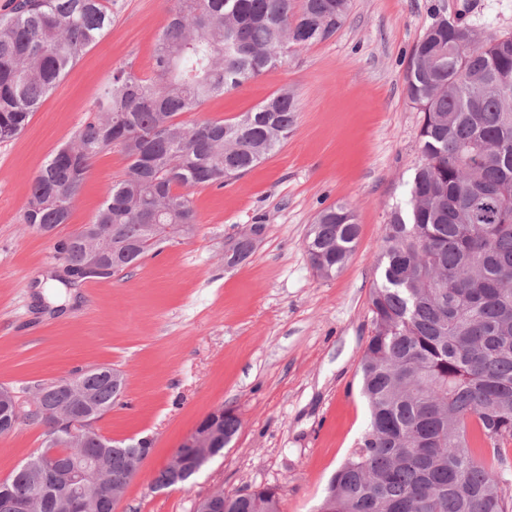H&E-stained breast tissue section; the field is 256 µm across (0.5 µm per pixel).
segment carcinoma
I'll use <instances>...</instances> for the list:
<instances>
[{
  "mask_svg": "<svg viewBox=\"0 0 512 512\" xmlns=\"http://www.w3.org/2000/svg\"><path fill=\"white\" fill-rule=\"evenodd\" d=\"M351 0H176L152 56V76L129 62L112 72L71 143L34 177L23 223H68L93 159L114 148L128 160L91 220L112 236L111 264L84 280L138 266L198 224L191 190L224 187L279 148L296 124L288 91L246 119L185 121L211 97L274 67L291 50L332 37ZM112 25L103 0H13L0 15V142L18 136L66 70ZM406 93L422 114L421 164L406 208L391 211L371 292L372 334L361 359L368 425L331 477L318 512H508L501 449L512 443V35L475 32L433 12L412 50ZM90 228L55 243L80 271ZM358 236L346 204L310 226L312 268L329 278ZM254 240L240 237L234 262ZM97 367L74 390L58 379L33 400L55 413L82 404L100 418L122 394ZM52 469L94 459L110 484H88L90 512H110L112 491L143 456L135 441L75 435L55 418ZM203 464L159 471L155 488L186 486ZM24 463L0 482V512L43 490L41 512H61L69 487L42 488ZM224 512H279L260 492L224 499Z\"/></svg>",
  "mask_w": 512,
  "mask_h": 512,
  "instance_id": "obj_1",
  "label": "carcinoma"
}]
</instances>
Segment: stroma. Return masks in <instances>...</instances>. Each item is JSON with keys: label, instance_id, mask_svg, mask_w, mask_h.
<instances>
[{"label": "stroma", "instance_id": "obj_1", "mask_svg": "<svg viewBox=\"0 0 512 512\" xmlns=\"http://www.w3.org/2000/svg\"><path fill=\"white\" fill-rule=\"evenodd\" d=\"M173 5L112 0L111 28L26 129L0 142V385L28 400L37 385L78 369L123 373L122 396L95 428L114 440L151 438L153 449L118 512H194L211 491L262 486L278 488L282 512H316L369 419L359 369L370 294L389 215L407 201L420 162V114L405 85L410 53L438 9L482 37L512 33V0H352L333 37L202 105L198 119H235L288 90L297 120L286 143L243 176L193 190L192 237L121 277L63 285L56 240L90 223L127 161L98 155L68 224L51 236L22 221L31 182L116 68L131 61L150 74ZM335 203L350 205L359 235L342 270L323 278L306 238ZM257 224L252 255L231 262L236 240ZM222 406L240 421L223 454L192 484L155 489L181 440ZM43 433L25 422L0 435V480L41 448Z\"/></svg>", "mask_w": 512, "mask_h": 512}]
</instances>
